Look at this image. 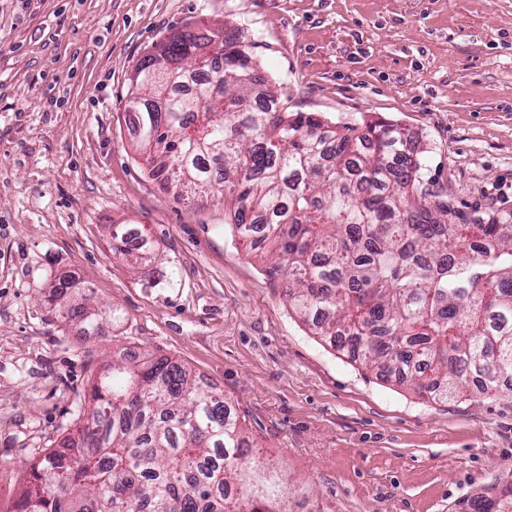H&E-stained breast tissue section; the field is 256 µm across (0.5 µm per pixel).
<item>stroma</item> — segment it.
<instances>
[{
	"label": "stroma",
	"instance_id": "35a3bbf8",
	"mask_svg": "<svg viewBox=\"0 0 512 512\" xmlns=\"http://www.w3.org/2000/svg\"><path fill=\"white\" fill-rule=\"evenodd\" d=\"M187 27L237 30L289 111L389 120L435 190L512 207V0H0V512L119 349L222 391L322 512H462L512 481V399L434 402L364 369L296 317L223 205L150 175L124 96ZM118 224L154 260L113 253ZM64 277L68 304L120 321L81 335Z\"/></svg>",
	"mask_w": 512,
	"mask_h": 512
}]
</instances>
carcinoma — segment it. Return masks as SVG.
I'll list each match as a JSON object with an SVG mask.
<instances>
[{
	"instance_id": "carcinoma-1",
	"label": "carcinoma",
	"mask_w": 512,
	"mask_h": 512,
	"mask_svg": "<svg viewBox=\"0 0 512 512\" xmlns=\"http://www.w3.org/2000/svg\"><path fill=\"white\" fill-rule=\"evenodd\" d=\"M125 111L152 174L200 203L224 196L240 236L274 246L270 274L315 335L435 402L466 384L512 397V210L433 191L392 124L343 132L286 111L228 29L171 34L138 64ZM112 239L138 261L152 249ZM67 317L103 330L84 305ZM254 451L224 394L184 365L116 352L68 449L30 464L40 487L21 512H318ZM466 512H512V482Z\"/></svg>"
}]
</instances>
